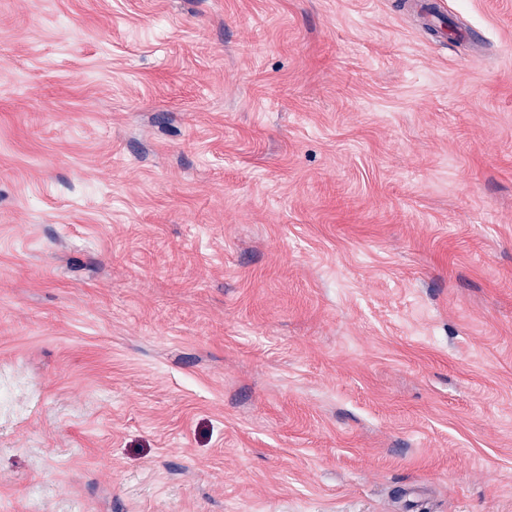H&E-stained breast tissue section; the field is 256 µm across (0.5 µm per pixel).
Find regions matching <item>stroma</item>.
<instances>
[{"label":"stroma","mask_w":512,"mask_h":512,"mask_svg":"<svg viewBox=\"0 0 512 512\" xmlns=\"http://www.w3.org/2000/svg\"><path fill=\"white\" fill-rule=\"evenodd\" d=\"M0 0V512H512V0Z\"/></svg>","instance_id":"stroma-1"}]
</instances>
